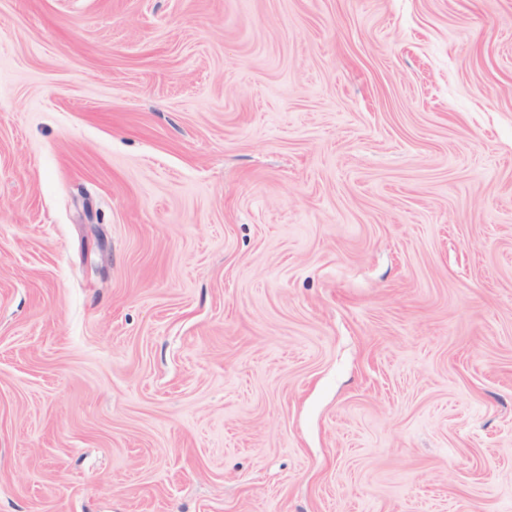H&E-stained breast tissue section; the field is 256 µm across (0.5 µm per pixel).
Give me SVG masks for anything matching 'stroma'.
I'll use <instances>...</instances> for the list:
<instances>
[{"mask_svg": "<svg viewBox=\"0 0 512 512\" xmlns=\"http://www.w3.org/2000/svg\"><path fill=\"white\" fill-rule=\"evenodd\" d=\"M0 512H512V0H0Z\"/></svg>", "mask_w": 512, "mask_h": 512, "instance_id": "35a3bbf8", "label": "stroma"}]
</instances>
